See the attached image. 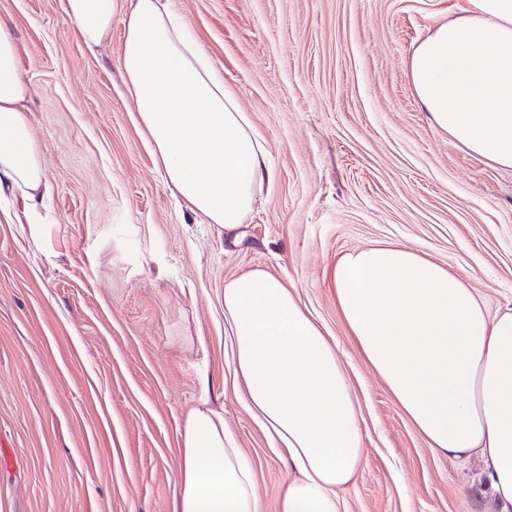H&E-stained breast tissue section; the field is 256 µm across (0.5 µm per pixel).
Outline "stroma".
Masks as SVG:
<instances>
[{
	"label": "stroma",
	"mask_w": 512,
	"mask_h": 512,
	"mask_svg": "<svg viewBox=\"0 0 512 512\" xmlns=\"http://www.w3.org/2000/svg\"><path fill=\"white\" fill-rule=\"evenodd\" d=\"M276 171L236 235L180 207L117 60L123 12L88 48L64 0H0L51 190L47 248L0 220V512H172L179 428L202 390L265 512L291 470L233 381L224 285L280 278L336 344L361 407L344 512H493L477 460L429 448L359 355L329 270L403 242L512 307V170L431 124L417 45L464 0H176Z\"/></svg>",
	"instance_id": "obj_1"
}]
</instances>
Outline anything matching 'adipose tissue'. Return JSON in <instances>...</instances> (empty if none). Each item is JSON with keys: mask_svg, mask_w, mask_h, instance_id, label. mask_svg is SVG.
<instances>
[{"mask_svg": "<svg viewBox=\"0 0 512 512\" xmlns=\"http://www.w3.org/2000/svg\"><path fill=\"white\" fill-rule=\"evenodd\" d=\"M125 8L119 62L173 196L225 232L241 225L276 172L224 79L172 0H64L82 39L105 43ZM433 123L488 163L512 168V0H467L409 63ZM28 86L11 24L0 19V198L22 203L32 241L49 191L29 132ZM336 303L362 358L428 447L479 459L497 512H512V308L489 314L466 277L404 244L340 255ZM224 323L246 410L288 454L276 512H343L362 467L360 407L335 347L295 295L263 268L224 286ZM173 512H264L224 409L201 394L180 427Z\"/></svg>", "mask_w": 512, "mask_h": 512, "instance_id": "ef3b65f1", "label": "adipose tissue"}]
</instances>
